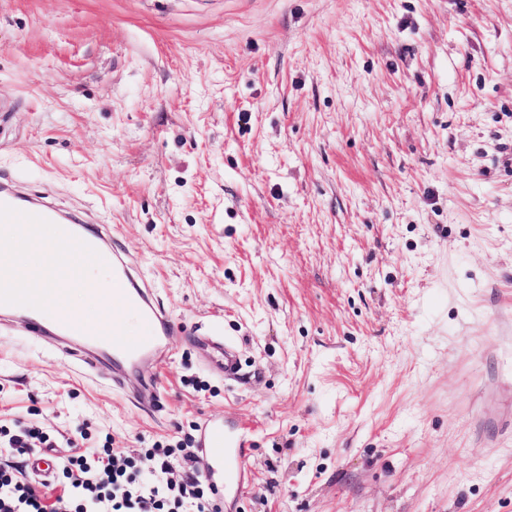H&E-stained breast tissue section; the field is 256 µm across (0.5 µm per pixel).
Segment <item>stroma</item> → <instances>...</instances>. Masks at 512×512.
Masks as SVG:
<instances>
[{
	"instance_id": "stroma-1",
	"label": "stroma",
	"mask_w": 512,
	"mask_h": 512,
	"mask_svg": "<svg viewBox=\"0 0 512 512\" xmlns=\"http://www.w3.org/2000/svg\"><path fill=\"white\" fill-rule=\"evenodd\" d=\"M13 176L183 330L143 407L0 321L1 429L140 462L223 419V512H512V0H0Z\"/></svg>"
}]
</instances>
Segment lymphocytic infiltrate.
Instances as JSON below:
<instances>
[{"mask_svg": "<svg viewBox=\"0 0 512 512\" xmlns=\"http://www.w3.org/2000/svg\"><path fill=\"white\" fill-rule=\"evenodd\" d=\"M181 460V481H169L174 460ZM193 444L155 448L144 469L109 448L87 447L59 460L66 484L61 494L47 483L19 479L0 468V512H223L211 484L195 467Z\"/></svg>", "mask_w": 512, "mask_h": 512, "instance_id": "f902f5d3", "label": "lymphocytic infiltrate"}]
</instances>
